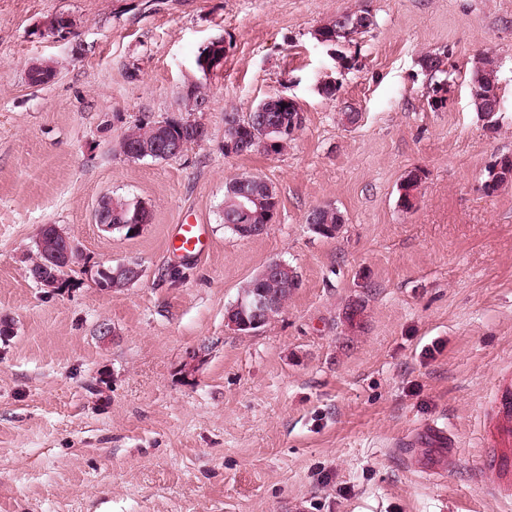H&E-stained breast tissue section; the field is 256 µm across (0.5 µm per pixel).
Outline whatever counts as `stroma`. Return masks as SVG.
Wrapping results in <instances>:
<instances>
[{"label": "stroma", "mask_w": 512, "mask_h": 512, "mask_svg": "<svg viewBox=\"0 0 512 512\" xmlns=\"http://www.w3.org/2000/svg\"><path fill=\"white\" fill-rule=\"evenodd\" d=\"M350 9L376 25L343 72L313 33ZM55 13L74 29L39 35ZM219 37L224 65L203 74L195 57ZM428 52L448 58L437 112ZM482 55L500 75L493 132L472 105ZM33 64L55 78L31 85ZM329 75L332 98L317 90ZM192 79L206 140L127 158L128 130L179 118ZM279 95L303 114L287 149L225 155V113ZM504 156L512 0H0V512H512L478 465L495 379L512 373V182L483 190ZM241 174L279 197L248 240L222 221ZM106 197L149 206L140 236L95 224ZM325 205L344 218L332 238L306 222ZM184 219L208 229L200 260L166 247ZM47 224L82 252L59 292L29 274ZM272 260L299 287L258 332L233 330L228 308ZM126 262L143 275L119 289L82 270Z\"/></svg>", "instance_id": "stroma-1"}]
</instances>
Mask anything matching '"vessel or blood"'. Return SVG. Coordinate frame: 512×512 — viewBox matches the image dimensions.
<instances>
[{"mask_svg":"<svg viewBox=\"0 0 512 512\" xmlns=\"http://www.w3.org/2000/svg\"><path fill=\"white\" fill-rule=\"evenodd\" d=\"M166 245L181 257H201L207 245L203 225H174ZM488 431L489 447L484 453L483 466L494 476L488 491L493 496L508 499L512 497V378L497 383L494 414Z\"/></svg>","mask_w":512,"mask_h":512,"instance_id":"1","label":"vessel or blood"}]
</instances>
